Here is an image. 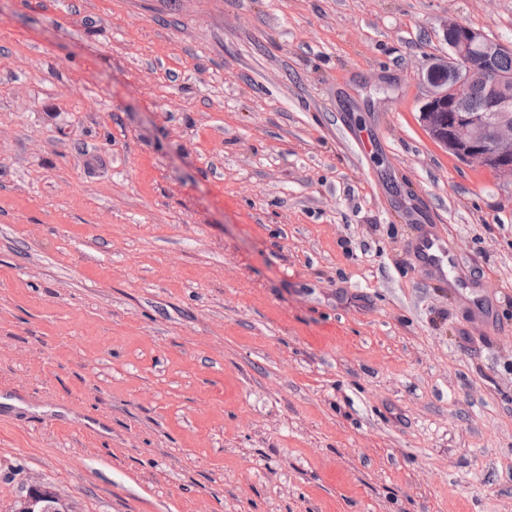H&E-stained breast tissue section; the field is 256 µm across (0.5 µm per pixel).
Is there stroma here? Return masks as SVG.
Segmentation results:
<instances>
[{"label": "stroma", "instance_id": "obj_1", "mask_svg": "<svg viewBox=\"0 0 512 512\" xmlns=\"http://www.w3.org/2000/svg\"><path fill=\"white\" fill-rule=\"evenodd\" d=\"M449 21L512 44V0H0V512H512V184L419 122ZM413 250L419 254L421 262L428 267L442 270L444 265L448 266L450 253L445 238L436 236L423 238L413 245ZM46 500H51L57 502L60 506L58 498L49 490H43L39 493H35L31 491L28 496L22 500L19 508L16 512H66L62 506L61 509L50 508L48 505H43Z\"/></svg>", "mask_w": 512, "mask_h": 512}]
</instances>
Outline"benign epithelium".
<instances>
[{
    "label": "benign epithelium",
    "mask_w": 512,
    "mask_h": 512,
    "mask_svg": "<svg viewBox=\"0 0 512 512\" xmlns=\"http://www.w3.org/2000/svg\"><path fill=\"white\" fill-rule=\"evenodd\" d=\"M448 56L424 73L430 93L420 107V121L430 138L461 163L512 182V73L494 72L493 59L512 49L458 22L443 26ZM485 86L487 109H472L463 88ZM58 501L49 490L32 492L16 512H66L45 502Z\"/></svg>",
    "instance_id": "benign-epithelium-1"
}]
</instances>
